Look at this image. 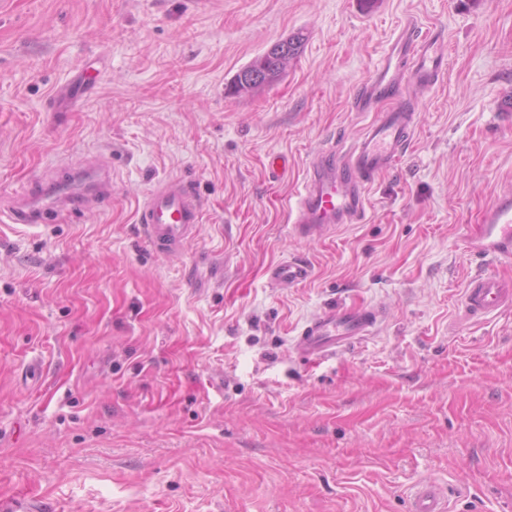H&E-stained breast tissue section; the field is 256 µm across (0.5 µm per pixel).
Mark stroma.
Segmentation results:
<instances>
[{"label":"stroma","instance_id":"stroma-1","mask_svg":"<svg viewBox=\"0 0 512 512\" xmlns=\"http://www.w3.org/2000/svg\"><path fill=\"white\" fill-rule=\"evenodd\" d=\"M443 76L362 222L294 236L313 154L372 120L353 95L406 20ZM303 34L282 76L227 87ZM284 165L268 168L271 157ZM112 170L70 222H0V501L42 512H512V308L470 322L466 237L512 189V0H0V200ZM196 187L179 257L142 241L159 182ZM298 258L311 278L269 284ZM334 306L375 331L304 355ZM447 491L437 485H416L411 496V512H446Z\"/></svg>","mask_w":512,"mask_h":512}]
</instances>
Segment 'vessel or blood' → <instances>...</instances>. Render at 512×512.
<instances>
[{"mask_svg":"<svg viewBox=\"0 0 512 512\" xmlns=\"http://www.w3.org/2000/svg\"><path fill=\"white\" fill-rule=\"evenodd\" d=\"M446 58L444 36L405 26L390 42L382 63L356 91L352 108L372 113L371 122L357 141L345 150L324 149L310 161L301 189L288 204L293 233L303 240L319 238L338 224H356L365 216L366 192L375 178L391 171L402 159L417 126L418 115L406 104L410 87L435 85ZM68 192L35 194L10 206H0V218L21 224H38L46 216L65 219L76 206L109 194L112 171L96 163L67 171ZM203 209L195 189L187 182L170 179L144 199L138 222L146 242L167 257L179 256L198 232ZM468 242L499 262H512V193L488 209L484 222L471 232ZM312 275L303 260L272 266V283L292 287ZM462 306L469 317H486L512 307V283L493 272L470 278ZM374 307L331 309L313 320L302 332L298 347L309 356H322L370 334L380 322ZM448 496L436 485H416L411 512H447Z\"/></svg>","mask_w":512,"mask_h":512,"instance_id":"1","label":"vessel or blood"}]
</instances>
